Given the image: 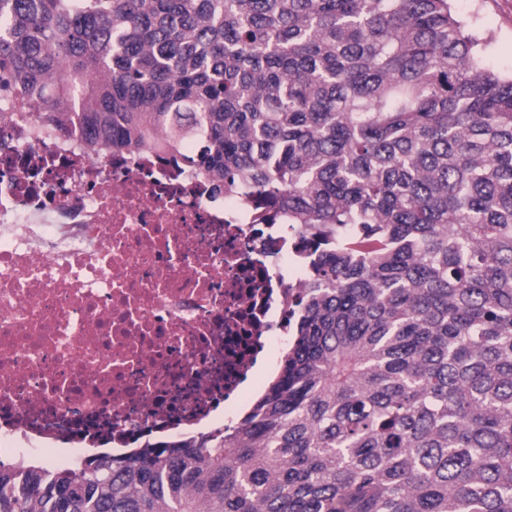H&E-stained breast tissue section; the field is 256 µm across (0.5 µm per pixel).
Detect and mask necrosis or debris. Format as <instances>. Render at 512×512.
Instances as JSON below:
<instances>
[{
	"label": "necrosis or debris",
	"mask_w": 512,
	"mask_h": 512,
	"mask_svg": "<svg viewBox=\"0 0 512 512\" xmlns=\"http://www.w3.org/2000/svg\"><path fill=\"white\" fill-rule=\"evenodd\" d=\"M41 109L0 98V459L75 468L235 427L288 345L298 225Z\"/></svg>",
	"instance_id": "1"
}]
</instances>
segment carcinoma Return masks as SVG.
I'll return each mask as SVG.
<instances>
[{
    "label": "carcinoma",
    "instance_id": "cac0c4a2",
    "mask_svg": "<svg viewBox=\"0 0 512 512\" xmlns=\"http://www.w3.org/2000/svg\"><path fill=\"white\" fill-rule=\"evenodd\" d=\"M0 70L306 254L234 431L0 464V512H512V77L450 0H0Z\"/></svg>",
    "mask_w": 512,
    "mask_h": 512
}]
</instances>
